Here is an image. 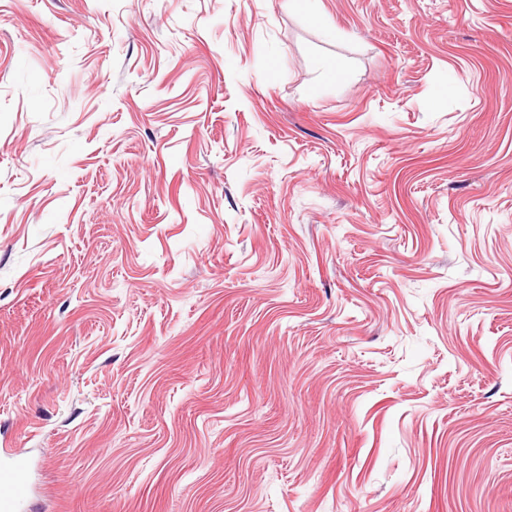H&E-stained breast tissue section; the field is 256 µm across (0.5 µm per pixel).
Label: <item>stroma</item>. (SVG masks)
<instances>
[{"instance_id": "1", "label": "stroma", "mask_w": 512, "mask_h": 512, "mask_svg": "<svg viewBox=\"0 0 512 512\" xmlns=\"http://www.w3.org/2000/svg\"><path fill=\"white\" fill-rule=\"evenodd\" d=\"M1 448L32 512H512V0H0Z\"/></svg>"}]
</instances>
